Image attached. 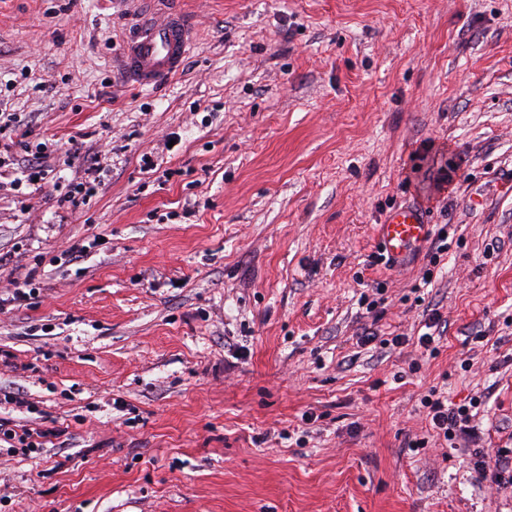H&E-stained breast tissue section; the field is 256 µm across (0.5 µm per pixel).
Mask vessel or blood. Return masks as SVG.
<instances>
[{"label":"vessel or blood","mask_w":512,"mask_h":512,"mask_svg":"<svg viewBox=\"0 0 512 512\" xmlns=\"http://www.w3.org/2000/svg\"><path fill=\"white\" fill-rule=\"evenodd\" d=\"M151 6L139 24L123 41L120 66L128 79L149 87L179 72L193 41L194 25L190 15L170 7V0H150ZM429 226L416 207L392 210L378 226V237L391 257L402 256L422 242Z\"/></svg>","instance_id":"obj_1"}]
</instances>
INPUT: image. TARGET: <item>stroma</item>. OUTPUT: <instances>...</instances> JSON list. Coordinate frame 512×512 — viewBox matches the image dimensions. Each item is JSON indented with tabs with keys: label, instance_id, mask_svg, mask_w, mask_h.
<instances>
[{
	"label": "stroma",
	"instance_id": "obj_1",
	"mask_svg": "<svg viewBox=\"0 0 512 512\" xmlns=\"http://www.w3.org/2000/svg\"><path fill=\"white\" fill-rule=\"evenodd\" d=\"M183 6L182 72L140 88L115 62L136 0H0L11 158L54 150L39 190L0 188V253L34 288L0 313V395L32 410L0 417L65 431L0 453V512H512L420 403L489 392L485 448L512 420V0ZM100 150L96 197L58 208ZM403 205L448 233L433 357L430 242L378 259ZM372 290L408 344L358 346ZM432 306L436 305H432L431 302H428V305H426L422 311V317H424V320L421 322L422 327L428 331L417 336V345L426 351H430V355L437 350V346L434 344L436 340L442 337V333L446 327V320L442 319L439 309L431 308ZM442 324H444V326H442ZM441 328L442 330H440ZM436 337H438V339H436Z\"/></svg>",
	"mask_w": 512,
	"mask_h": 512
}]
</instances>
